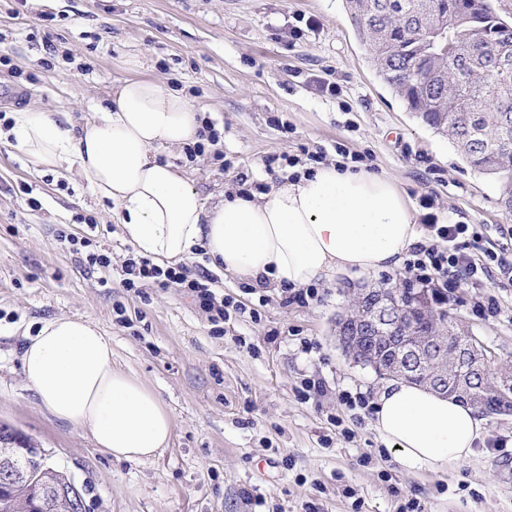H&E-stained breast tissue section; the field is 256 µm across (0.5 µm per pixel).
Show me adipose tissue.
Listing matches in <instances>:
<instances>
[{"instance_id":"obj_1","label":"adipose tissue","mask_w":512,"mask_h":512,"mask_svg":"<svg viewBox=\"0 0 512 512\" xmlns=\"http://www.w3.org/2000/svg\"><path fill=\"white\" fill-rule=\"evenodd\" d=\"M10 134L36 169L77 172L111 201L137 255L180 262L205 249L214 267L253 284L299 288L333 275L398 268L419 235L409 203L385 174L322 165L286 174L270 191L221 195L205 207L174 151L195 145L200 113L163 83L133 77L79 130L56 113L20 109ZM23 374L47 412L87 433L117 461L146 464L173 431L158 396L113 367L112 342L91 320L44 321L22 349ZM376 433L408 469L445 471L484 431L467 403L398 380L378 394Z\"/></svg>"}]
</instances>
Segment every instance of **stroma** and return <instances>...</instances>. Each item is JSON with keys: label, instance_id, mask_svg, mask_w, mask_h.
I'll return each instance as SVG.
<instances>
[{"label": "stroma", "instance_id": "stroma-1", "mask_svg": "<svg viewBox=\"0 0 512 512\" xmlns=\"http://www.w3.org/2000/svg\"><path fill=\"white\" fill-rule=\"evenodd\" d=\"M134 76L184 91L223 141L222 155H175L205 204L242 186L270 190L289 161L341 162L337 146L392 178L412 212L432 195L444 222L476 225L498 250L512 216L501 182L462 163L381 82L344 0H0V423L45 448L84 488L83 512H512V413L490 415L476 452L452 470H410L342 392L375 397L373 369L354 363L336 321L354 290L399 286L405 268L315 281V298L208 271L228 303L214 324L182 288L120 286L133 248L110 201L75 175L31 169L5 130L33 107L77 127ZM328 80L337 95L321 92ZM109 256L87 268L59 232ZM452 322L512 368V287L497 279L448 297ZM96 322L112 362L161 399L170 444L149 464L103 455L52 418L21 368L26 336L55 316ZM319 384L304 391V380Z\"/></svg>", "mask_w": 512, "mask_h": 512}]
</instances>
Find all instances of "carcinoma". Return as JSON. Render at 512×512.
I'll return each instance as SVG.
<instances>
[{
  "mask_svg": "<svg viewBox=\"0 0 512 512\" xmlns=\"http://www.w3.org/2000/svg\"><path fill=\"white\" fill-rule=\"evenodd\" d=\"M434 8L448 15V31L432 26ZM356 35L365 46L378 76L398 96L406 110L434 133L444 136L471 169L498 178L501 204L512 215V112L497 105L501 94H512V23L491 13L485 0H349L345 4ZM458 48L482 46L473 58L450 59L444 44ZM390 299L386 317L409 336L437 337L439 359L401 378L440 391L430 376L445 372L453 379L460 369L458 351L473 341L448 318L441 301L418 288L379 286ZM467 403L485 413L512 411V374L486 371ZM11 460L33 476L66 485L72 478L56 468L41 466L42 449L6 424H0V446ZM37 485L25 484L0 493V512H27Z\"/></svg>",
  "mask_w": 512,
  "mask_h": 512,
  "instance_id": "cac0c4a2",
  "label": "carcinoma"
}]
</instances>
